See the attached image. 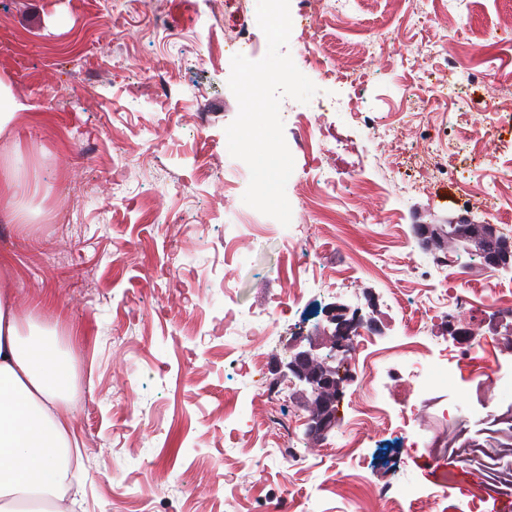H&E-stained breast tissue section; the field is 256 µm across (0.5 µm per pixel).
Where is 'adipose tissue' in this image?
Instances as JSON below:
<instances>
[{"label": "adipose tissue", "instance_id": "obj_1", "mask_svg": "<svg viewBox=\"0 0 512 512\" xmlns=\"http://www.w3.org/2000/svg\"><path fill=\"white\" fill-rule=\"evenodd\" d=\"M19 272L17 257L0 252V512H18L14 495L31 492L70 512L60 484L76 437L73 365L55 329L20 310Z\"/></svg>", "mask_w": 512, "mask_h": 512}]
</instances>
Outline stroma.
<instances>
[{"instance_id":"35a3bbf8","label":"stroma","mask_w":512,"mask_h":512,"mask_svg":"<svg viewBox=\"0 0 512 512\" xmlns=\"http://www.w3.org/2000/svg\"><path fill=\"white\" fill-rule=\"evenodd\" d=\"M343 13L326 53L334 62L366 55L365 80L320 84L306 104L283 99L294 158L286 191L294 193L303 176L363 171L387 193L325 200V212L338 218L332 233L296 205L289 227L263 234L238 218L249 176L232 177L226 151L225 128L238 114L224 56L234 20L213 0H142L136 9L127 0H0V75L36 106L11 137L0 136V158L22 146L16 164L30 212L23 230L0 223V249L19 254L20 295L61 341L75 344L85 393L75 410L82 512H201L210 500L220 512H265L282 496L295 512H354L346 493L357 475L438 493L447 471L461 490L483 485L481 512H512V474L476 478L486 451L512 447V432L472 421L453 434L442 420L446 403L469 410L482 396L469 370L424 407L404 383L394 390L343 387L356 408L350 427L368 447L364 469L339 462L341 430L310 449L298 403L306 386L294 382L279 411L296 427L306 462L296 468L262 448L272 419L232 366L263 354L285 371L298 351L297 328L313 327L320 307L355 304L364 291L390 300L401 336L435 345L448 315L438 287L475 298L485 285L477 275L450 276L437 267L441 253L420 247L414 226L451 223L465 207L469 222L482 224L493 208L512 232V199L481 193L491 174L512 178V110L485 109V87L473 76L495 70L502 94L512 98V0H371L365 10L346 0ZM384 25L399 29L412 54L400 56L398 42L374 44ZM436 45L463 46L461 65L449 69L441 58L423 65ZM444 81L455 90L452 112L441 97ZM421 86L430 109L400 129L393 156L377 152L371 130L342 107L326 117L324 145L336 166L306 168L300 114L315 117L319 101L353 94L380 119L404 111L405 89ZM429 136L456 147L439 176L420 156ZM462 182L474 194L460 205ZM409 184L417 192L404 193ZM175 248L195 276L165 274ZM336 264L345 273L339 289L324 276ZM227 273L235 292L210 295L208 282ZM291 289L290 316L269 324L276 300ZM228 307L242 331L266 326L267 337L242 340L229 354L223 340H202ZM382 399L396 412L414 407L424 448L407 454L388 421L367 415ZM235 406L247 424L225 423ZM108 466L117 477L103 479Z\"/></svg>"}]
</instances>
